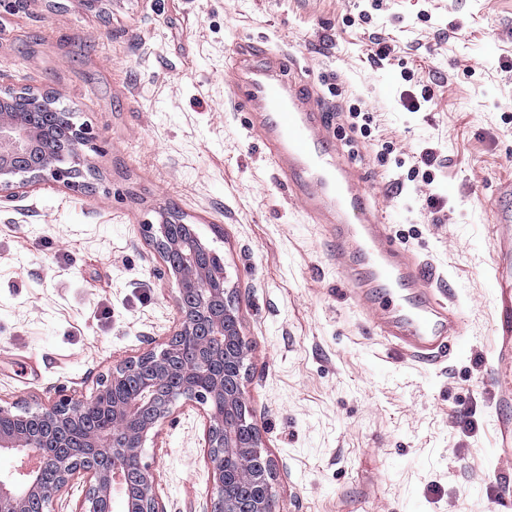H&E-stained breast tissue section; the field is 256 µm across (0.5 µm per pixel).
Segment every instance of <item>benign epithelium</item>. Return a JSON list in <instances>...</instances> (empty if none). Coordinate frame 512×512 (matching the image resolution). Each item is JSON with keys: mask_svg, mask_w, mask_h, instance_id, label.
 I'll use <instances>...</instances> for the list:
<instances>
[{"mask_svg": "<svg viewBox=\"0 0 512 512\" xmlns=\"http://www.w3.org/2000/svg\"><path fill=\"white\" fill-rule=\"evenodd\" d=\"M53 107L51 97L35 95L21 112L16 95L0 93V195L50 179L74 184L85 165V132H62L51 120L35 119ZM54 136L66 143L58 155L45 147ZM173 224L165 219L147 232L177 288V329L161 347L113 367L92 399L23 406L37 428L16 427L19 415L0 406V456L15 462L0 473V512H51L54 500L79 481V512H165L142 452L180 402L204 407L211 512H273V462L255 424L236 411L244 399L246 347L224 273L201 262L211 250L193 225L181 223L182 231L173 233ZM49 441L59 448L51 456ZM230 461L243 467L238 497L223 493Z\"/></svg>", "mask_w": 512, "mask_h": 512, "instance_id": "1", "label": "benign epithelium"}]
</instances>
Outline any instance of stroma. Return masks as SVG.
<instances>
[{
    "instance_id": "obj_1",
    "label": "stroma",
    "mask_w": 512,
    "mask_h": 512,
    "mask_svg": "<svg viewBox=\"0 0 512 512\" xmlns=\"http://www.w3.org/2000/svg\"><path fill=\"white\" fill-rule=\"evenodd\" d=\"M394 58L366 59L370 38ZM289 55L401 245L466 312L449 356L371 332L328 236L287 199L225 87L240 46ZM512 0H0V90L49 92L88 128L96 171L0 199V405L91 397L165 342L177 291L143 227L169 214L218 253L247 356L244 396L275 464V512H496L490 367L494 189L512 177ZM419 111L400 96L417 81ZM369 112L390 155L341 120ZM444 156L433 184L415 155ZM444 202L436 209L429 195ZM166 512H210L206 421L178 406L146 442Z\"/></svg>"
}]
</instances>
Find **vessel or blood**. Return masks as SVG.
I'll return each instance as SVG.
<instances>
[{
    "label": "vessel or blood",
    "mask_w": 512,
    "mask_h": 512,
    "mask_svg": "<svg viewBox=\"0 0 512 512\" xmlns=\"http://www.w3.org/2000/svg\"><path fill=\"white\" fill-rule=\"evenodd\" d=\"M234 102L264 145L288 197L329 235L327 259L371 329L405 355L431 361L465 332L457 303L433 293L436 272L399 245L349 155L327 140L325 113L284 55L246 47L232 73ZM491 226L496 284L494 348L500 364L496 446L512 455V178L498 187Z\"/></svg>",
    "instance_id": "b4317fda"
}]
</instances>
